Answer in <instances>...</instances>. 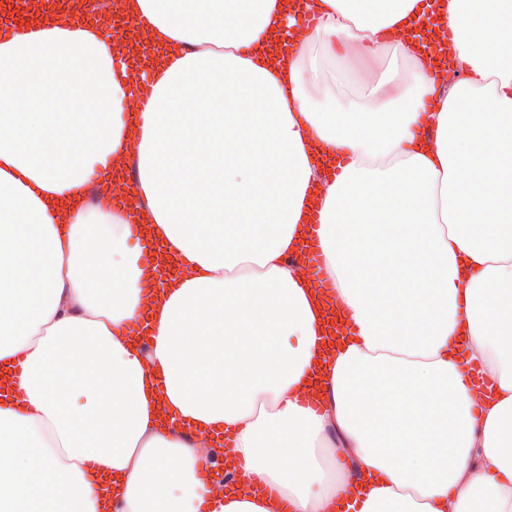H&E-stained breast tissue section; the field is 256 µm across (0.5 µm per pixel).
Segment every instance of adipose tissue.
<instances>
[{
  "instance_id": "obj_1",
  "label": "adipose tissue",
  "mask_w": 512,
  "mask_h": 512,
  "mask_svg": "<svg viewBox=\"0 0 512 512\" xmlns=\"http://www.w3.org/2000/svg\"><path fill=\"white\" fill-rule=\"evenodd\" d=\"M128 2L161 50L139 114L95 19L0 38V512H512V0ZM129 154L135 245L85 203ZM314 195L351 324L327 360L286 261ZM155 240L181 275L152 303ZM211 458L270 496L213 492Z\"/></svg>"
}]
</instances>
